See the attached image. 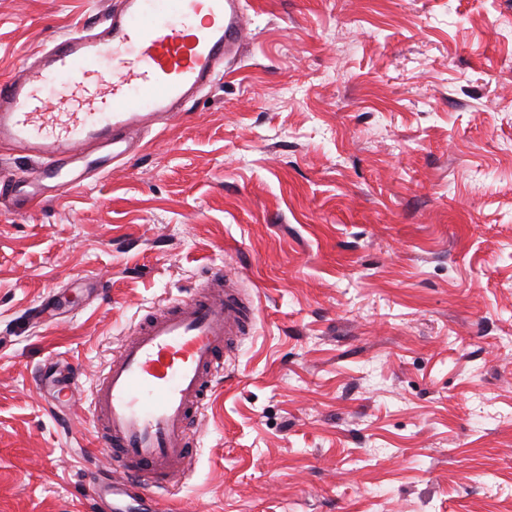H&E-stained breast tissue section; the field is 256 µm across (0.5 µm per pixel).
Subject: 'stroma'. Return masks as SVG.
Wrapping results in <instances>:
<instances>
[{"label":"stroma","mask_w":512,"mask_h":512,"mask_svg":"<svg viewBox=\"0 0 512 512\" xmlns=\"http://www.w3.org/2000/svg\"><path fill=\"white\" fill-rule=\"evenodd\" d=\"M117 0H0V80ZM187 114L0 200V512H107L82 398L211 270L249 333L170 512H512V0H247Z\"/></svg>","instance_id":"1"}]
</instances>
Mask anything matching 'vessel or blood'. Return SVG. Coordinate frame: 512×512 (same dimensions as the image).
Listing matches in <instances>:
<instances>
[{
	"label": "vessel or blood",
	"instance_id": "b4317fda",
	"mask_svg": "<svg viewBox=\"0 0 512 512\" xmlns=\"http://www.w3.org/2000/svg\"><path fill=\"white\" fill-rule=\"evenodd\" d=\"M242 0H122L97 29L54 41L0 83V148L30 154L37 177L0 173V198L77 189L132 155L139 134L180 116L244 42ZM65 83V94L47 91ZM212 274L191 297L151 312L106 362L89 418L116 473L95 484L112 512L165 499L188 464L193 419L245 336L252 303Z\"/></svg>",
	"mask_w": 512,
	"mask_h": 512
}]
</instances>
